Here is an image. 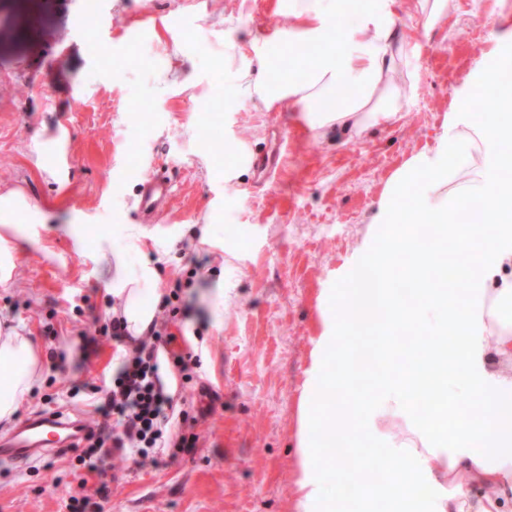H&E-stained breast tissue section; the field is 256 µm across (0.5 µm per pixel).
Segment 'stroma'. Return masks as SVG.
<instances>
[{"instance_id": "35a3bbf8", "label": "stroma", "mask_w": 512, "mask_h": 512, "mask_svg": "<svg viewBox=\"0 0 512 512\" xmlns=\"http://www.w3.org/2000/svg\"><path fill=\"white\" fill-rule=\"evenodd\" d=\"M0 0V185L22 188L46 214L22 225L12 287L0 316L44 352V380L17 413L79 410L98 420L97 387L125 352L98 335L112 298L94 261L98 236L124 242L140 225L160 294L193 308L188 343L201 356L190 383L166 375L181 407L200 413L192 453L135 469L102 463L105 512H297L296 478L315 339L357 284L363 243L379 246L382 194L418 153L432 147L456 107L482 125L475 101L499 92L491 77L512 56V30L498 24L512 0H448L431 33L406 20V52L393 74L405 110L366 131L314 128L301 113L245 100L225 111V76L212 53L232 38L249 55L293 22L290 0ZM193 86H182L185 75ZM244 144L252 158L274 151L278 168L223 177L225 157L209 148ZM173 182L163 223H143V178ZM208 239L188 247L195 225ZM329 352L353 362L342 398L348 413L323 414L336 436L352 437L362 481L385 469V451L354 439L356 405L375 396L373 375L356 367L383 350L379 330L348 327ZM76 450L30 465L0 464V512H72L81 498Z\"/></svg>"}]
</instances>
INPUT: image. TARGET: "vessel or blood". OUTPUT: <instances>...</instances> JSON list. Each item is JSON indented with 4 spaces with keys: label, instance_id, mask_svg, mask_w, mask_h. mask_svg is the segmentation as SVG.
I'll list each match as a JSON object with an SVG mask.
<instances>
[{
    "label": "vessel or blood",
    "instance_id": "obj_1",
    "mask_svg": "<svg viewBox=\"0 0 512 512\" xmlns=\"http://www.w3.org/2000/svg\"><path fill=\"white\" fill-rule=\"evenodd\" d=\"M172 193L168 176L156 175L142 184L140 210L153 220L165 214ZM87 432L82 417L74 412H46L22 421L0 435V460L27 464L40 457L76 447Z\"/></svg>",
    "mask_w": 512,
    "mask_h": 512
}]
</instances>
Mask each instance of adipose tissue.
<instances>
[{
    "instance_id": "ef3b65f1",
    "label": "adipose tissue",
    "mask_w": 512,
    "mask_h": 512,
    "mask_svg": "<svg viewBox=\"0 0 512 512\" xmlns=\"http://www.w3.org/2000/svg\"><path fill=\"white\" fill-rule=\"evenodd\" d=\"M345 0H294V22L286 35L267 39L262 58L249 59L232 39H225L217 65L233 70L235 83L224 92L225 111H234L240 98L258 107L286 112H310L318 127L353 125L364 130L394 119L405 100L392 74L402 48L397 27L403 0H391L382 11L377 0H357L356 18L339 37L331 31ZM303 41L318 46L311 64L292 59L277 67L285 45ZM462 113H454L453 131L435 148L413 158L391 182L382 200L384 222L391 227L431 224L437 234L422 239L414 234L386 236L379 248L363 246L358 252V286L341 295L342 309L364 314L367 322L391 329L405 325L444 336L459 330L462 342L438 347L417 358L416 366H388L374 371L376 399L364 401L355 433L368 445L388 449L395 467L361 494L362 504L380 497L393 504L392 512H503L512 502V372H492L489 351L512 357V280L488 287L504 266H512V151L498 152L474 171L469 183L452 187L456 169L469 165L476 143L512 139V127L488 113L476 134L458 131ZM478 206L491 221L474 224L475 255L459 251L448 240V220L455 213ZM44 223L19 188H0V227L18 221ZM143 234L128 225L124 247L99 237L95 260L106 291L114 298L116 315L127 322L133 337L142 336L155 318L148 302L157 291V272L150 263L130 268L128 255L140 250ZM406 270L415 288L411 299L395 296L391 280ZM471 285L468 298L449 288L448 274ZM339 317L328 318L316 340L314 385L304 401L314 410L341 411L337 395L340 374L325 371V355L342 340ZM43 380V359L37 343L18 328L0 326V424L11 423L33 389ZM430 392L433 417L420 418L414 388ZM400 416L408 432L399 436L388 419ZM328 425L305 423L300 441L297 480L298 512H334L320 463L322 439ZM466 473L488 488L483 499L473 500L458 484L423 503L420 487L440 476Z\"/></svg>"
}]
</instances>
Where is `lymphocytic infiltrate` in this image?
I'll use <instances>...</instances> for the list:
<instances>
[{
	"label": "lymphocytic infiltrate",
	"mask_w": 512,
	"mask_h": 512,
	"mask_svg": "<svg viewBox=\"0 0 512 512\" xmlns=\"http://www.w3.org/2000/svg\"><path fill=\"white\" fill-rule=\"evenodd\" d=\"M178 290L164 295L158 305L161 319L151 323L146 333L129 338L119 318H112L99 329L100 335L114 341H129L112 384L104 389L97 408L101 422L89 427L83 438L84 446L78 457L87 473L98 470L99 462L110 456L133 465H141L150 453L168 448L174 453H189L196 448V433H183L186 424H195V417L180 409L163 381L162 369L170 366L181 378L191 380L200 364L199 355L177 352L171 345L175 336L167 324L180 313L174 299Z\"/></svg>",
	"instance_id": "lymphocytic-infiltrate-1"
}]
</instances>
